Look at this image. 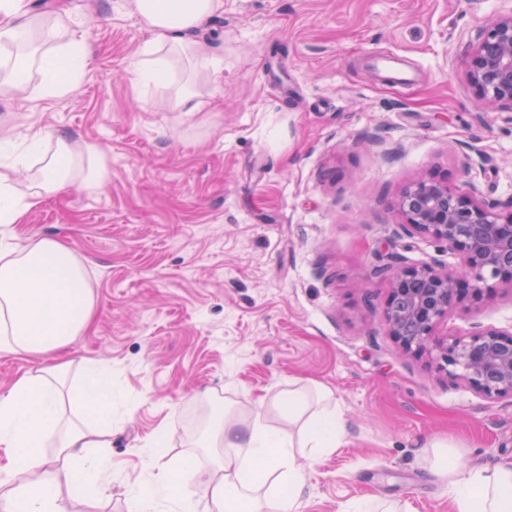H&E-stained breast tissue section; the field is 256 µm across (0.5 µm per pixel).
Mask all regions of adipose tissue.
I'll use <instances>...</instances> for the list:
<instances>
[{
	"mask_svg": "<svg viewBox=\"0 0 512 512\" xmlns=\"http://www.w3.org/2000/svg\"><path fill=\"white\" fill-rule=\"evenodd\" d=\"M127 7L152 39L131 64L134 86L142 92L168 85L172 59L199 61L193 34L224 10V0H128ZM38 65L45 97L73 91L89 64L83 40L61 38L57 25L29 7V0H0V96L25 90L31 65ZM27 152L39 163L32 182L18 188L0 177V223H22L28 211L48 195L81 184L100 187L105 179L96 146H73L59 131L26 137ZM95 297L80 259L58 238L36 235L21 245L0 244V352L37 361L36 372L17 378L0 395V447L7 464L0 471V512H62L59 488L84 502L102 490L109 472L99 451L112 445V375L91 364L86 382L65 393L62 357L76 336L91 324ZM96 417L91 427L66 419L64 403ZM289 419L303 418L300 431L275 428L255 413L241 431L219 427L212 445L224 449V461L212 476L190 488L192 463L149 475L129 496V512H157L159 498L181 503L183 512H292L305 491L296 466L299 449L310 460L334 453L346 442L341 412L310 410L300 389L282 400ZM58 440L56 459L43 451L48 437ZM431 472L448 485L451 512H512V464L464 472L450 445L437 444Z\"/></svg>",
	"mask_w": 512,
	"mask_h": 512,
	"instance_id": "adipose-tissue-1",
	"label": "adipose tissue"
}]
</instances>
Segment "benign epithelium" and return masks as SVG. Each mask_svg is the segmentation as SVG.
I'll use <instances>...</instances> for the list:
<instances>
[{
    "mask_svg": "<svg viewBox=\"0 0 512 512\" xmlns=\"http://www.w3.org/2000/svg\"><path fill=\"white\" fill-rule=\"evenodd\" d=\"M476 103L512 115V13L490 18L465 56ZM401 228L458 257L373 271L389 281L387 326L405 353H427L440 370L488 399L512 397V332L476 327L463 337L432 341L448 309L469 296L479 300L487 282L512 285V202L485 200L476 187L457 193L423 176L400 196Z\"/></svg>",
    "mask_w": 512,
    "mask_h": 512,
    "instance_id": "1",
    "label": "benign epithelium"
}]
</instances>
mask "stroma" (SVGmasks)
Returning a JSON list of instances; mask_svg holds the SVG:
<instances>
[{
    "instance_id": "35a3bbf8",
    "label": "stroma",
    "mask_w": 512,
    "mask_h": 512,
    "mask_svg": "<svg viewBox=\"0 0 512 512\" xmlns=\"http://www.w3.org/2000/svg\"><path fill=\"white\" fill-rule=\"evenodd\" d=\"M63 33L90 65L64 98L31 87L0 98V134L60 129L101 151L102 188L45 197L0 238H60L83 261L96 299L69 347L67 385L88 363L112 371V481L84 512H126L125 493L159 467L213 464L211 430L256 406L287 427L289 389L328 387L349 437L317 462L299 458L298 512H342L375 496L406 512H449L427 468L444 440L463 468L512 464V398L488 399L429 355L403 354L386 320L379 259L454 256L398 231L396 202L423 175L459 193L512 200V121L474 103L464 54L512 0H224L197 32L219 66L212 105L185 114L172 90L139 96L127 69L150 33L124 0H55ZM401 56L415 81L377 76ZM512 331V285L449 309L436 338L475 325Z\"/></svg>"
}]
</instances>
